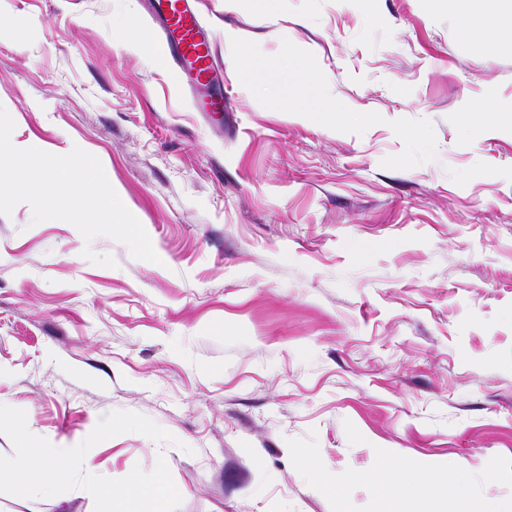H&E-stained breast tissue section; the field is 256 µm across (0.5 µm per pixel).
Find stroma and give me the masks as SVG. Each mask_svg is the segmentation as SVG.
Returning <instances> with one entry per match:
<instances>
[{"instance_id": "35a3bbf8", "label": "stroma", "mask_w": 512, "mask_h": 512, "mask_svg": "<svg viewBox=\"0 0 512 512\" xmlns=\"http://www.w3.org/2000/svg\"><path fill=\"white\" fill-rule=\"evenodd\" d=\"M199 8L220 124L144 0H0L13 140L95 155L158 256L0 215V405L59 448L150 418L172 442L94 460L118 479L165 459L176 512H444L390 492L391 457L469 462L470 512H512V42L461 41L454 0Z\"/></svg>"}]
</instances>
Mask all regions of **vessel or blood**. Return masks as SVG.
<instances>
[{"label":"vessel or blood","mask_w":512,"mask_h":512,"mask_svg":"<svg viewBox=\"0 0 512 512\" xmlns=\"http://www.w3.org/2000/svg\"><path fill=\"white\" fill-rule=\"evenodd\" d=\"M150 17L158 27L164 60L177 82L205 91L199 103L201 111L223 114L224 72L192 0H156Z\"/></svg>","instance_id":"obj_1"}]
</instances>
